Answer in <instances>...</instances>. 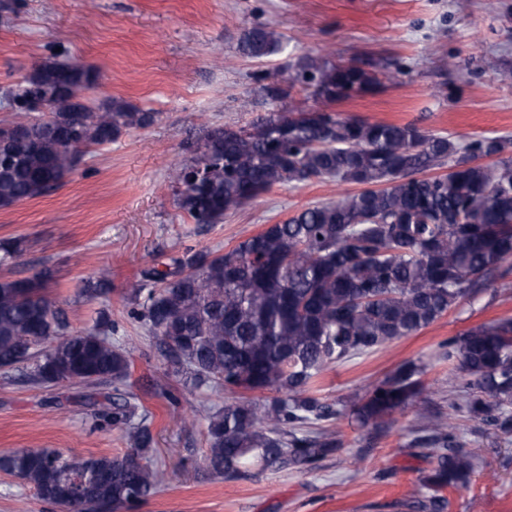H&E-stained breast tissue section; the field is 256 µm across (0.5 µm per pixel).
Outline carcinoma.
<instances>
[{"mask_svg": "<svg viewBox=\"0 0 512 512\" xmlns=\"http://www.w3.org/2000/svg\"><path fill=\"white\" fill-rule=\"evenodd\" d=\"M280 38L265 26L242 34L239 50L263 58ZM267 83L273 102L300 85L324 103L373 92L376 74L359 64L298 60ZM80 65L46 60L16 86L20 101L46 95L48 113L21 112L0 125V209L46 195L73 173L66 151L85 153L144 129L156 113L123 98L72 112L62 102L93 83ZM191 167L195 180L175 184L179 208L197 224H217L230 211L276 185L336 181L362 186L335 202L302 209L267 224L221 252L187 249L162 267L143 270L130 297L133 318L147 326L171 374L195 386L229 393L273 391L265 402L243 398L206 417L203 462L226 479L253 461L276 469H307L339 454L338 432L321 426L345 408L312 390L331 364L369 354L413 336L464 298L493 282L512 289V139L461 142L414 123L371 122L325 108L276 113L245 127L213 130ZM483 158L494 162L484 164ZM447 169L434 176L428 171ZM45 269L0 278V369L29 368L34 385L86 389L96 419L120 428L131 448L122 455L67 457L49 449L0 454V472L18 475L58 508L85 503L131 507L153 495L158 473L148 460L150 428L138 406L100 397L98 387L126 384L131 363L112 343L105 315L91 329L69 330L52 299ZM464 389L454 413L433 410L421 398L422 367L407 361L353 405V414L386 432L392 414L416 408L422 426L415 444L432 467L421 487L429 495L399 502L420 512H444L442 492L464 486L472 452L458 436V414L512 434V319L479 325L448 340Z\"/></svg>", "mask_w": 512, "mask_h": 512, "instance_id": "obj_1", "label": "carcinoma"}]
</instances>
